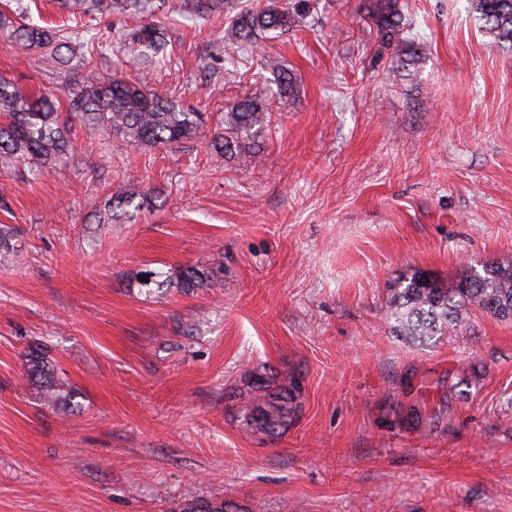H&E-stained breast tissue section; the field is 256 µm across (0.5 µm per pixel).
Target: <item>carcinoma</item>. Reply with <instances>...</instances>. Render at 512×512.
Masks as SVG:
<instances>
[{
	"instance_id": "cac0c4a2",
	"label": "carcinoma",
	"mask_w": 512,
	"mask_h": 512,
	"mask_svg": "<svg viewBox=\"0 0 512 512\" xmlns=\"http://www.w3.org/2000/svg\"><path fill=\"white\" fill-rule=\"evenodd\" d=\"M152 0H58L62 10L85 15H109L151 8ZM468 9L481 23L484 33L497 45L512 50V0H468ZM369 17L384 36L392 40L401 31V14L396 0H370ZM310 12V0H270V3L237 13L224 28V42H250L254 46L277 31L286 34L301 26ZM0 34L24 49L37 47L53 63H74L87 69L92 60L71 46L70 34L26 22L24 11L5 6L0 10ZM124 43L132 47L127 63L144 60L171 62L167 37L158 27L147 24L127 30ZM412 42L403 40L395 50L396 70L419 61ZM279 96L294 91L288 71H276ZM67 107L45 93L26 95L11 80L0 77V163L8 166H44L62 161L71 150L69 122L78 118L86 132L106 133L120 144L140 143L150 147L169 146L197 136L206 123L203 113L184 107L165 90H145L137 84L107 74L91 84L79 83L67 91ZM268 119V104L259 96H247L225 105L224 131L215 137L212 149L218 158L247 160ZM207 272L189 267L183 271L181 287L206 284ZM390 318L398 335L424 341L450 329L463 328L480 313L499 321H512V264L497 262L482 266L459 281L445 284L414 272L402 277L390 289ZM27 376L40 380L49 402L60 399L63 384L43 352L30 355ZM253 411L246 416L250 433L270 437L288 426L294 411L295 388L276 384L274 377L257 378L250 389Z\"/></svg>"
}]
</instances>
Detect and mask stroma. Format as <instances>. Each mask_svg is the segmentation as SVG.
<instances>
[{
  "label": "stroma",
  "instance_id": "obj_1",
  "mask_svg": "<svg viewBox=\"0 0 512 512\" xmlns=\"http://www.w3.org/2000/svg\"><path fill=\"white\" fill-rule=\"evenodd\" d=\"M27 2L35 24L99 38L94 68L209 121L120 150L77 123L67 160L0 165V225L23 252L0 251V512H512V322L424 344L386 314L402 275L512 262V53L467 0H399L421 59L396 78L368 0H316L256 52L224 42L248 0L92 22ZM159 21L173 63L128 71L119 31ZM0 76L35 96L71 81L3 36ZM255 94L271 113L255 163L216 161L225 104ZM132 191L139 207L105 212ZM189 267L211 284L181 288ZM38 349L59 402L24 374ZM260 375L296 386L264 439L242 422Z\"/></svg>",
  "mask_w": 512,
  "mask_h": 512
}]
</instances>
